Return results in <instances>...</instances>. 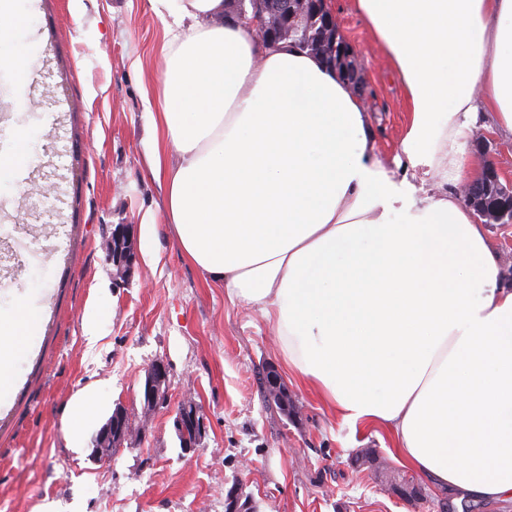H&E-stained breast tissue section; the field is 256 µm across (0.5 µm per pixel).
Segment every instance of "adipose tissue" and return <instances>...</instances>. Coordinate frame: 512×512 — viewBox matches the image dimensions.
<instances>
[{
  "label": "adipose tissue",
  "instance_id": "1",
  "mask_svg": "<svg viewBox=\"0 0 512 512\" xmlns=\"http://www.w3.org/2000/svg\"><path fill=\"white\" fill-rule=\"evenodd\" d=\"M157 2L188 25L166 44L159 114L179 162L147 160L181 252L273 321L343 424L388 430L409 468L469 500L512 502V287L454 191L478 175V108L512 137V0H355L411 109L393 171L321 56L225 24V0ZM38 321L24 304L0 316L7 350Z\"/></svg>",
  "mask_w": 512,
  "mask_h": 512
}]
</instances>
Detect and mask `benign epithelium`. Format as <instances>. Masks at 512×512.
Segmentation results:
<instances>
[{
  "instance_id": "benign-epithelium-1",
  "label": "benign epithelium",
  "mask_w": 512,
  "mask_h": 512,
  "mask_svg": "<svg viewBox=\"0 0 512 512\" xmlns=\"http://www.w3.org/2000/svg\"><path fill=\"white\" fill-rule=\"evenodd\" d=\"M321 17L323 35L313 48L324 55L355 94L364 96L365 81L361 59L355 48L341 36L336 17L328 7V0H237L233 21L245 22L255 27V36L262 43L275 46L293 32H299L294 23L304 10ZM464 203L477 214L495 224H512V183H502L497 166L487 161L480 179L466 183L461 191ZM109 261L113 274L118 279L131 276L134 269L135 252L129 225L118 224L113 228L109 248ZM265 387L270 397L281 405H288V390L279 374L269 369ZM170 378L167 365L159 360L146 371L142 388L143 408L151 413L163 405L168 398ZM176 434L182 440L183 449L190 452L199 447L202 438V421L195 403L184 402L174 419ZM127 412L118 406L111 418L98 432L102 444L95 445L92 457L106 461L112 456V448L129 440ZM238 488L228 490L225 512H248L241 503Z\"/></svg>"
}]
</instances>
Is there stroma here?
<instances>
[{"instance_id":"obj_1","label":"stroma","mask_w":512,"mask_h":512,"mask_svg":"<svg viewBox=\"0 0 512 512\" xmlns=\"http://www.w3.org/2000/svg\"><path fill=\"white\" fill-rule=\"evenodd\" d=\"M30 21L10 45L32 63L13 109L0 77V122L38 130L37 158L19 192H0V239L18 276L0 282V312H42L30 351L13 354V395L0 401V512H224L240 485L250 512H454L442 488L405 466L379 427L342 425L321 396L289 373L265 319L232 304L179 250L164 190L146 173L160 110L163 47L174 20L151 0H28ZM339 30L362 55L375 154L392 163L410 123L393 63L355 0H331ZM116 224L150 256L113 279L106 241ZM167 363L166 405L143 417L148 367ZM275 368L291 398L269 400ZM88 393L96 414L70 435L71 403ZM194 402L204 435L184 452L173 420ZM144 433L92 458L116 405ZM418 482L426 496L400 498Z\"/></svg>"}]
</instances>
